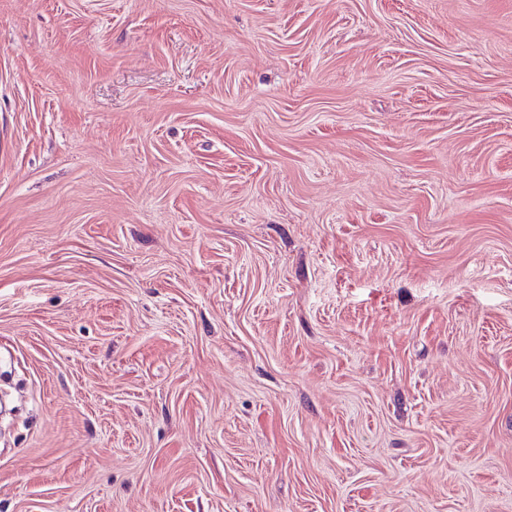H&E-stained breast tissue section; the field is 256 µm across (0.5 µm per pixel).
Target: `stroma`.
<instances>
[{"label": "stroma", "instance_id": "stroma-1", "mask_svg": "<svg viewBox=\"0 0 512 512\" xmlns=\"http://www.w3.org/2000/svg\"><path fill=\"white\" fill-rule=\"evenodd\" d=\"M0 512H512V0H0Z\"/></svg>", "mask_w": 512, "mask_h": 512}]
</instances>
